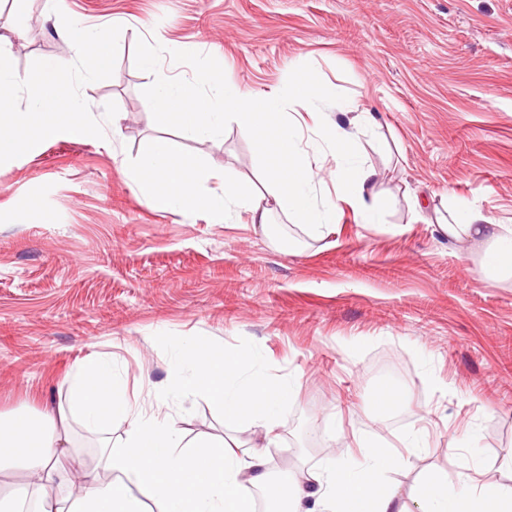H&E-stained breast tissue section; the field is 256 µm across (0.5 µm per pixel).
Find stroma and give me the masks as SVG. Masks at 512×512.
Wrapping results in <instances>:
<instances>
[{
  "mask_svg": "<svg viewBox=\"0 0 512 512\" xmlns=\"http://www.w3.org/2000/svg\"><path fill=\"white\" fill-rule=\"evenodd\" d=\"M0 0L14 69L73 58L59 19L121 25L110 79L81 94L104 139L61 134L38 156L0 164V412L65 403L76 362L109 354L130 389L164 381L185 336L256 351L273 381L291 379L265 450L272 479L356 457L354 436L393 446L428 426L419 455L386 473L402 503L418 476L479 465L512 484V277L479 272L484 245L452 241L437 220L466 201L512 225V0ZM156 57L210 94L228 79L282 95L317 75L328 94L379 113L360 137L374 189L390 200L381 224L340 203L314 238L280 212L271 233L247 215L148 206L126 176L164 130L149 107ZM119 124H112L113 115ZM176 149L262 188L250 137L229 123ZM385 363L407 418L373 416ZM189 438L255 437L225 427L204 400L173 407Z\"/></svg>",
  "mask_w": 512,
  "mask_h": 512,
  "instance_id": "stroma-1",
  "label": "stroma"
}]
</instances>
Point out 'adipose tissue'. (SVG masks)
Segmentation results:
<instances>
[{
	"label": "adipose tissue",
	"mask_w": 512,
	"mask_h": 512,
	"mask_svg": "<svg viewBox=\"0 0 512 512\" xmlns=\"http://www.w3.org/2000/svg\"><path fill=\"white\" fill-rule=\"evenodd\" d=\"M145 67L154 74L149 98L163 125L193 138L217 136L225 122L246 131L264 162L266 189L252 192L235 176L223 174L222 194L200 189L212 170L190 152L173 151L170 140L151 139L132 180L146 203L158 211L201 209L218 223L233 222L247 211L253 227L267 230L272 207H279L295 225L322 237L336 222L339 202L355 205L361 223L384 221L386 200L373 189L374 170L360 161L359 136L378 126L376 113L355 100L337 102L346 123H325L320 133L336 162L335 198L314 194L316 173L298 148L300 123L291 108L317 117L326 95L309 79L289 85L287 98L258 96L230 83H218L209 95L167 75L153 58ZM449 239L485 243L479 270L487 277L512 274V226L494 224L480 211L465 207L440 223ZM170 376L153 387L154 411H146L130 394L126 379L111 358L98 354L78 362L69 374L68 408L32 418L0 416V474L26 471L27 479L0 488V512H254L255 493H262L267 512H409L384 474L398 461L387 445L370 439L357 443L354 465L330 464L310 473L308 486L269 481L261 454L240 456L224 439L183 436L168 421L172 404L190 398L209 403L225 426L264 435L273 430L276 413L293 395L290 380L269 381L248 371L257 353L233 354L199 340L171 346ZM85 425L101 428L125 423L119 445L103 441L94 471H86L73 440L70 414ZM108 481H100L98 472ZM478 467L448 480L442 474L423 478L415 488L419 512H512V487L484 483Z\"/></svg>",
	"instance_id": "ef3b65f1"
}]
</instances>
